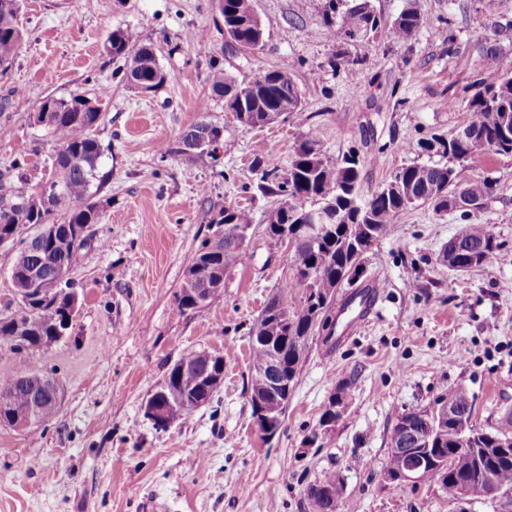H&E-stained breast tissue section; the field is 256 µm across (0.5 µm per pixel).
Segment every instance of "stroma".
Here are the masks:
<instances>
[{"mask_svg": "<svg viewBox=\"0 0 512 512\" xmlns=\"http://www.w3.org/2000/svg\"><path fill=\"white\" fill-rule=\"evenodd\" d=\"M389 21L415 7L424 24L411 39L385 32L352 44L330 39L323 0H256L266 45L228 48L212 0H23L25 40L0 95V171L26 164L17 187L50 178L54 143L36 113L43 98L102 96L92 129L106 176L94 196L102 212L69 278L75 313L66 336L36 350L0 344V373L39 367L62 388L59 412L35 429L0 425V512H307L306 493L336 478V512H499L498 500L449 499L435 483L385 478L389 434L399 414L433 407L462 387L476 398L473 422L487 431L512 411V265L489 262L464 273L439 260L465 224L491 225L512 253V158L466 165L488 176V206L461 217L430 207L404 211L392 234L364 257L359 287L383 284L366 321L336 317L331 338L308 342L285 418L272 438L254 424L249 326L288 279L286 254L264 233L276 200L257 191L250 162L264 149L287 166L310 128L329 161L364 158L362 189L377 190L398 167L428 162L419 143L449 136L456 113L482 78L494 49L512 74V0H371ZM451 25L453 41L440 28ZM134 30L154 44L166 83L143 94L122 78L123 62L103 43ZM290 64L302 108L262 128L240 124L212 97L221 68L237 80ZM222 131L219 152H180L198 121ZM248 209L244 263L224 276V294L194 310L179 307L186 272L211 219L226 206ZM224 356L210 402L167 428L144 404L168 369L192 350ZM351 381L333 425L321 418L336 386Z\"/></svg>", "mask_w": 512, "mask_h": 512, "instance_id": "obj_1", "label": "stroma"}]
</instances>
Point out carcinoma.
<instances>
[{"label": "carcinoma", "instance_id": "carcinoma-1", "mask_svg": "<svg viewBox=\"0 0 512 512\" xmlns=\"http://www.w3.org/2000/svg\"><path fill=\"white\" fill-rule=\"evenodd\" d=\"M224 27L233 33L238 48L265 46L266 33L255 9V0H222ZM370 0H325L322 25L333 39L356 43L382 27L380 17L369 6ZM21 0H0V70L6 71L24 39L19 13ZM422 26L414 9L402 11L389 25V36L409 39ZM112 59L124 60V81L142 91L156 90L166 81L159 66L157 48L140 42L128 29H115L104 42ZM257 92L244 99L233 94L247 90L244 84L214 70L210 75L211 94L224 100L235 118L240 112L257 118L267 112L285 115L301 108V96L292 72L284 64L253 79ZM100 99L92 100L82 93L67 97L49 95L43 98L37 123L44 126L54 142L53 175L37 191L26 193L15 186L11 170L0 172V232L19 239L12 268L20 273L36 271L44 279L42 287L51 294L30 289L19 277L12 280L17 303L7 315L0 314V343H8L18 351L37 349L55 342L63 326L72 316V294L54 285L56 274L71 265L76 253L86 246L75 233L57 237L51 250H40L33 236H22L38 224L79 227L97 224L101 214L93 201L92 182L98 177L102 149L91 130L100 120ZM457 130L466 137L458 139L432 136L421 142L429 155L441 157L433 163L416 161L398 168L379 189L362 196V162L359 154L349 152L333 164L323 152L318 129L310 130L294 146L288 169L282 170L263 153L255 154L251 171L256 188L264 195L279 198V203L266 217L265 234L269 243L285 247L283 231L295 234V245L289 251L292 266L309 273L294 274L275 289L263 311L249 328L253 366L266 361L269 345L279 353L277 373L297 381L306 344L314 335L315 319L333 308L337 289L355 283L360 256L386 238L401 213L410 205L421 204L437 214L448 211V198L455 191L461 171L458 167L488 156L512 157V75H493L480 82V89L458 110ZM221 134L220 128L201 121L181 139L187 150L199 148L205 134ZM467 194L480 205L493 197L495 185L484 176H473L465 182ZM324 206L335 219L323 226L317 237L309 239L300 229L303 217L313 208ZM223 226L221 233L211 234L199 244L196 257L203 265L185 278L179 299L183 310L198 308L194 288H208L209 302L219 299L223 290L212 287L213 281L241 262L244 251L240 229L249 228L252 218L248 210L228 206L211 220ZM502 246L487 224H469L443 251L448 269L468 272L501 254ZM204 373L203 362L192 351L184 355L168 371L165 381L171 402L169 422L187 416L197 409L192 395L197 378ZM43 374L30 371L0 375V394L7 393L16 408L31 405L39 408L40 422L48 421L58 410L50 392L41 385ZM451 413L416 409L398 415L390 435V454L385 472L398 475L410 455L426 456L422 480L440 486L448 498L502 496L512 492V413L493 431H479L472 425L473 398L462 388L449 391L440 398ZM343 492L336 483L331 492L323 482L307 491L308 512H336Z\"/></svg>", "mask_w": 512, "mask_h": 512}]
</instances>
